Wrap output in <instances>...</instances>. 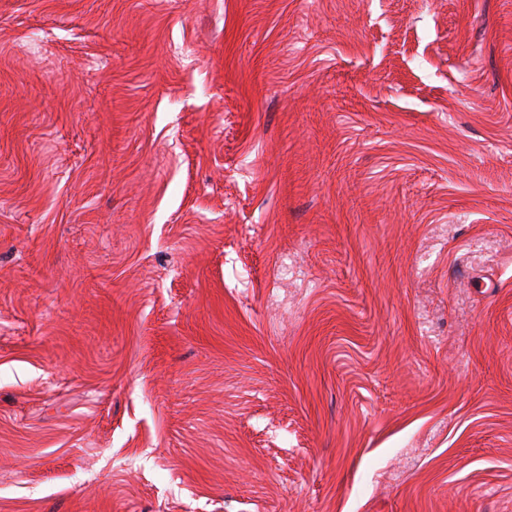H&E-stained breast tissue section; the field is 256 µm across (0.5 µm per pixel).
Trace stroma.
<instances>
[{
	"instance_id": "obj_1",
	"label": "stroma",
	"mask_w": 512,
	"mask_h": 512,
	"mask_svg": "<svg viewBox=\"0 0 512 512\" xmlns=\"http://www.w3.org/2000/svg\"><path fill=\"white\" fill-rule=\"evenodd\" d=\"M0 512H512V0H0Z\"/></svg>"
}]
</instances>
